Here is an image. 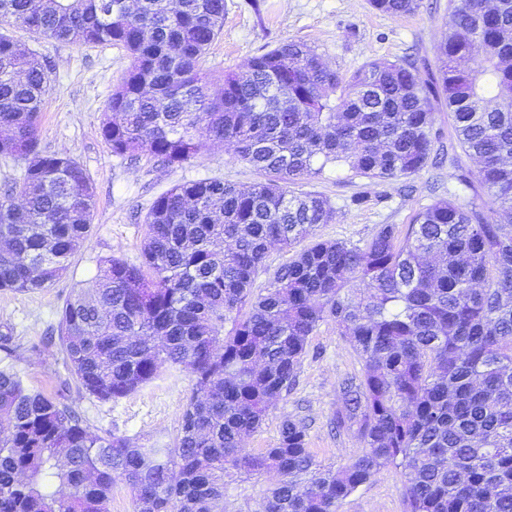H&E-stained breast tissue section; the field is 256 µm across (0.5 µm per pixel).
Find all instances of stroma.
I'll return each mask as SVG.
<instances>
[{"label": "stroma", "instance_id": "35a3bbf8", "mask_svg": "<svg viewBox=\"0 0 512 512\" xmlns=\"http://www.w3.org/2000/svg\"><path fill=\"white\" fill-rule=\"evenodd\" d=\"M448 0H420L415 14L392 18L369 0H224V28L211 45L203 67L231 71L279 42L295 39L316 47L324 60L345 72L366 62L413 57L434 62L435 49L446 30ZM22 49L52 65L51 89L42 112L39 145L67 155L89 175L96 194L92 230L70 260L65 275L52 287L33 292L0 290V335L10 338V352L0 351V368L16 371L24 384L56 399H67L93 432H108L143 446L174 445L191 392L187 377L162 375L139 391L118 399L77 396L65 390L70 374L58 345L45 339L57 335L59 312L68 296L96 272L105 257L138 261L145 232L144 218L153 201L176 184L220 178L243 186L259 174L237 161L224 146H208L198 159L167 167L151 156L130 162L113 155L101 136L107 104L131 59L125 49L108 43L78 45L47 39L13 27ZM436 149L442 161L414 176L378 186L350 178L336 167L308 188L324 194L336 210L332 223L316 228L323 240H365L378 225L394 224L407 231L414 215L438 198L470 199L465 178H476L477 166L458 145L450 112L437 107ZM363 370L361 359L333 324L311 336L295 386L269 409L265 422L244 445L252 451L274 447L284 419L304 421L306 442L325 466L349 462L360 450L357 434L331 430L336 411V384ZM339 512H404L402 481L394 469L381 471L340 505Z\"/></svg>", "mask_w": 512, "mask_h": 512}]
</instances>
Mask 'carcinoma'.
I'll return each instance as SVG.
<instances>
[{
	"label": "carcinoma",
	"mask_w": 512,
	"mask_h": 512,
	"mask_svg": "<svg viewBox=\"0 0 512 512\" xmlns=\"http://www.w3.org/2000/svg\"><path fill=\"white\" fill-rule=\"evenodd\" d=\"M391 17L419 0H371ZM0 22L47 39L113 43L132 65L101 134L112 152L181 166L214 142L262 175L247 189L185 182L146 214L141 261L98 262L65 301L61 351L75 391L123 398L165 368L191 395L173 448L91 432L80 413L0 369V512H223L237 478L273 473L262 512H338L385 468L407 512H512V0H450L437 74L375 59L350 75L287 40L215 78L201 62L224 0H0ZM48 68L0 33V154L25 162L0 199V290L47 288L86 242L95 193L74 159L39 149ZM452 113L478 165L473 201L436 199L404 237L380 224L363 244L301 243L334 220L325 196L291 187L344 166L376 184L425 169L432 102ZM292 250L252 295L272 244ZM330 322L363 361L338 382L334 425L363 448L320 465L306 427L284 419L275 447L244 437L296 382L309 337ZM229 330H224L226 324Z\"/></svg>",
	"instance_id": "obj_1"
}]
</instances>
